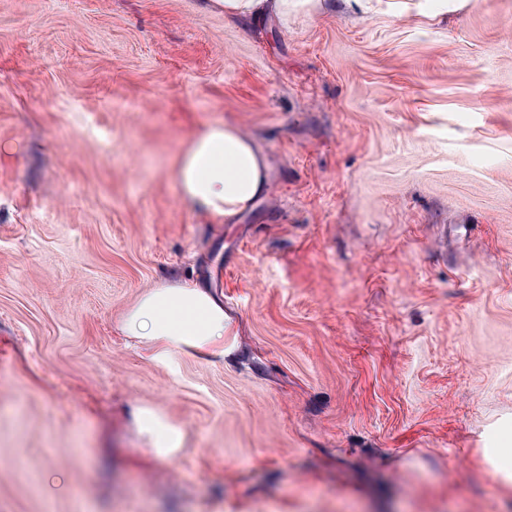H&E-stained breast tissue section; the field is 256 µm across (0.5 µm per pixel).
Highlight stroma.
Here are the masks:
<instances>
[{"mask_svg":"<svg viewBox=\"0 0 512 512\" xmlns=\"http://www.w3.org/2000/svg\"><path fill=\"white\" fill-rule=\"evenodd\" d=\"M224 120L271 167L229 224L173 176ZM169 275L223 364L117 332ZM511 445L512 0H0V512H512ZM205 9L224 11L227 20H258L267 16L279 18L283 25L299 9L308 8L317 11L323 7V0H205ZM135 420L140 431L148 437L150 452L156 461L174 459L182 450L184 432L172 424L158 409L141 406L135 410ZM484 457L500 485L512 488V448H487Z\"/></svg>","mask_w":512,"mask_h":512,"instance_id":"1","label":"stroma"}]
</instances>
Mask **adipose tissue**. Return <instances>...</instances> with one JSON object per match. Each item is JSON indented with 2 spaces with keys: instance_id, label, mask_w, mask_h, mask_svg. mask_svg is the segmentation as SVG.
Returning a JSON list of instances; mask_svg holds the SVG:
<instances>
[{
  "instance_id": "1",
  "label": "adipose tissue",
  "mask_w": 512,
  "mask_h": 512,
  "mask_svg": "<svg viewBox=\"0 0 512 512\" xmlns=\"http://www.w3.org/2000/svg\"><path fill=\"white\" fill-rule=\"evenodd\" d=\"M225 19L288 20L299 9L319 10L321 0H206ZM270 178L266 156L258 144L232 122H219L197 134L180 154L174 179L182 199L221 221L231 220L265 196ZM117 331L150 361L174 353L211 363L224 360L226 337L237 335L235 321L224 310L216 288L190 280H159L141 293L121 315ZM135 420L151 444L155 460L174 459L184 432L150 406L138 407Z\"/></svg>"
}]
</instances>
